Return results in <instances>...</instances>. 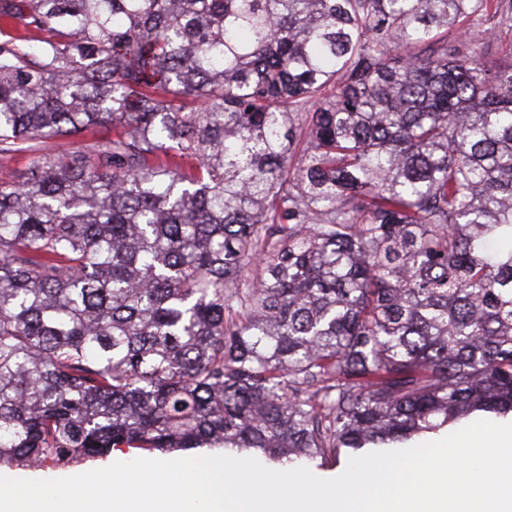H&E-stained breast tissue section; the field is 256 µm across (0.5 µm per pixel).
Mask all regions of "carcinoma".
Listing matches in <instances>:
<instances>
[{
    "label": "carcinoma",
    "mask_w": 512,
    "mask_h": 512,
    "mask_svg": "<svg viewBox=\"0 0 512 512\" xmlns=\"http://www.w3.org/2000/svg\"><path fill=\"white\" fill-rule=\"evenodd\" d=\"M491 20L512 0H0V154L32 153L0 180V465L512 415Z\"/></svg>",
    "instance_id": "cac0c4a2"
}]
</instances>
